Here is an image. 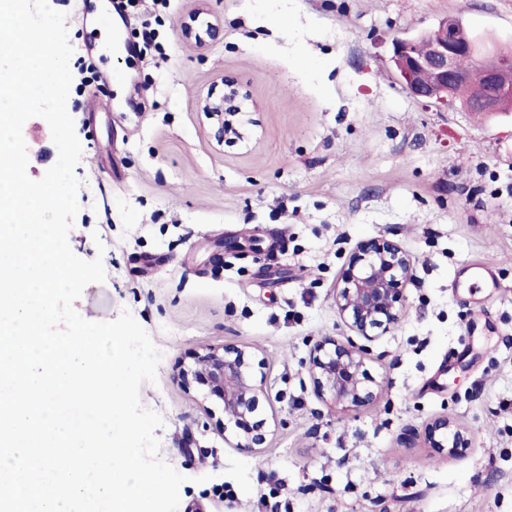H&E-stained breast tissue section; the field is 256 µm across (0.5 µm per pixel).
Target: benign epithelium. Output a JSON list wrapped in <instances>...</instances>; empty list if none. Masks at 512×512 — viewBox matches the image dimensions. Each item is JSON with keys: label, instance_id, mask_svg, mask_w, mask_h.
I'll use <instances>...</instances> for the list:
<instances>
[{"label": "benign epithelium", "instance_id": "obj_1", "mask_svg": "<svg viewBox=\"0 0 512 512\" xmlns=\"http://www.w3.org/2000/svg\"><path fill=\"white\" fill-rule=\"evenodd\" d=\"M186 39L199 46L214 36L217 26L194 12L182 22ZM427 49L418 50L420 40ZM501 63L482 73V83L462 99V71L476 66L480 57L472 40L454 17L441 19L434 28L415 38H397L393 56L397 75L417 99L443 105L460 103L469 112L498 111L512 101V52L498 50ZM221 92L199 98V111L208 121L215 141L222 145L245 138L237 117L247 110L251 95L232 78H222ZM414 264L401 245L385 238L358 242L350 253L335 289L334 302L346 326L367 341L395 328L406 312L405 291L413 280ZM260 363L244 346L226 344L207 348L194 363L181 368L179 380L185 387L203 386L221 407L224 431L231 433L238 448H259L266 442L267 419L260 412L264 377ZM308 371L316 395L332 408L349 411L373 401L376 382L365 369V348L352 337H326L312 348ZM425 440L438 453L462 454L469 447L467 433L447 416L433 419L425 428Z\"/></svg>", "mask_w": 512, "mask_h": 512}]
</instances>
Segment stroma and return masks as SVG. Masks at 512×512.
<instances>
[{
	"mask_svg": "<svg viewBox=\"0 0 512 512\" xmlns=\"http://www.w3.org/2000/svg\"><path fill=\"white\" fill-rule=\"evenodd\" d=\"M54 2L82 146L68 242L106 272L73 307L88 321L129 311L161 351L140 401L186 477L178 512H512V111L482 120L419 101L390 61L394 39L447 16L512 44V0H137L122 37L138 42L147 22L158 46L121 58L87 26L108 0ZM196 10L219 27L203 46L181 33ZM225 76L255 104L234 145L198 110ZM23 137L40 179L58 158L50 128L34 117ZM249 235L260 254L224 252ZM381 237L413 260L407 314L368 344L376 399L336 414L306 362L348 335L334 290L356 244ZM227 343L263 362L260 448L225 439L221 411L178 379ZM440 415L468 431L462 455L428 448Z\"/></svg>",
	"mask_w": 512,
	"mask_h": 512,
	"instance_id": "stroma-1",
	"label": "stroma"
}]
</instances>
